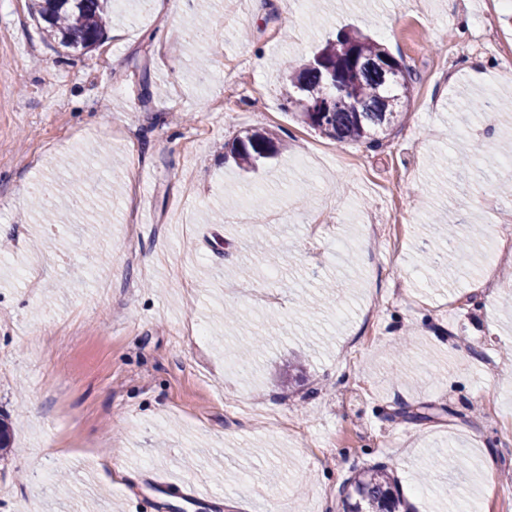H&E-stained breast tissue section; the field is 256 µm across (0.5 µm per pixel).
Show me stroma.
<instances>
[{"label": "stroma", "mask_w": 512, "mask_h": 512, "mask_svg": "<svg viewBox=\"0 0 512 512\" xmlns=\"http://www.w3.org/2000/svg\"><path fill=\"white\" fill-rule=\"evenodd\" d=\"M30 6L0 0V512H342L376 462L414 512H512V10L113 0L80 51ZM477 15L503 44L473 47ZM344 27L408 68L376 147L282 95L281 63ZM257 129L285 148L245 171L224 145ZM103 151L82 210L43 223L34 191ZM459 221L472 259L430 280L434 227Z\"/></svg>", "instance_id": "stroma-1"}]
</instances>
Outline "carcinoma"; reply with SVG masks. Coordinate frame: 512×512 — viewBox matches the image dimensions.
Listing matches in <instances>:
<instances>
[{
    "label": "carcinoma",
    "instance_id": "cac0c4a2",
    "mask_svg": "<svg viewBox=\"0 0 512 512\" xmlns=\"http://www.w3.org/2000/svg\"><path fill=\"white\" fill-rule=\"evenodd\" d=\"M112 0H35L32 14L51 38L88 49L103 37ZM407 67L364 34L342 29L288 71L284 98L300 123L340 143L377 144L397 119L409 86ZM243 168L280 152L271 130L247 132L224 145ZM344 512H401L403 498L388 464L363 467L342 486Z\"/></svg>",
    "mask_w": 512,
    "mask_h": 512
}]
</instances>
